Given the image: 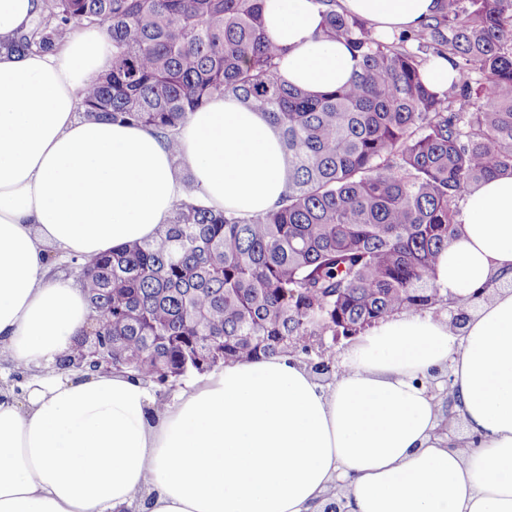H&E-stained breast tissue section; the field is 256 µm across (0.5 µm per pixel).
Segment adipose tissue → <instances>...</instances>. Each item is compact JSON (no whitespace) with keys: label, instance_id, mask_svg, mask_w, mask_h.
Returning a JSON list of instances; mask_svg holds the SVG:
<instances>
[{"label":"adipose tissue","instance_id":"adipose-tissue-1","mask_svg":"<svg viewBox=\"0 0 512 512\" xmlns=\"http://www.w3.org/2000/svg\"><path fill=\"white\" fill-rule=\"evenodd\" d=\"M436 0H339L383 35L419 28ZM283 47L278 75L313 94L345 84L348 47L321 38L317 0H264ZM102 28L58 50L0 51V357L29 371L0 388V512H512V176L461 201V235L434 276L466 302L454 327L400 312L356 336L332 380L289 355L234 362L159 403L118 372L61 373L88 322L80 285L52 277L54 253L89 258L151 238L183 194L151 130L78 115L109 72ZM204 205L248 216L285 190L277 130L231 97L180 128ZM449 371L452 411L427 387ZM464 433L437 434L447 414Z\"/></svg>","mask_w":512,"mask_h":512}]
</instances>
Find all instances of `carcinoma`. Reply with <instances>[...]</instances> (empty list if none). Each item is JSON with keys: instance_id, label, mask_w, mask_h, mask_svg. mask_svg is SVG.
I'll list each match as a JSON object with an SVG mask.
<instances>
[{"instance_id": "cac0c4a2", "label": "carcinoma", "mask_w": 512, "mask_h": 512, "mask_svg": "<svg viewBox=\"0 0 512 512\" xmlns=\"http://www.w3.org/2000/svg\"><path fill=\"white\" fill-rule=\"evenodd\" d=\"M316 2L322 37L355 61L347 84L318 95L280 81L283 48L263 30L262 0H41L6 45L43 52L104 28L112 69L85 85L79 115L167 138L183 180L176 135L215 97L264 113L279 133L288 170L276 209L238 216L181 198L152 239L54 268L85 292L83 335L101 365L162 396L261 355H301L329 378L336 337L447 308L434 266L460 233L459 203L512 175V0H439L391 42L336 0ZM430 55L457 68L450 90L424 82Z\"/></svg>"}]
</instances>
